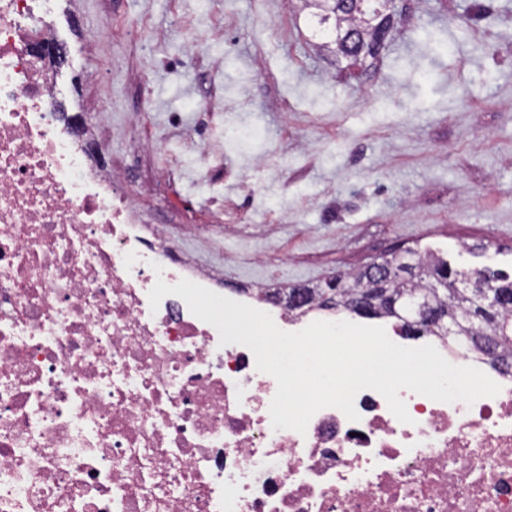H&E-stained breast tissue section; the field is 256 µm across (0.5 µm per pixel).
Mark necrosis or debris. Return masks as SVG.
<instances>
[{
	"mask_svg": "<svg viewBox=\"0 0 512 512\" xmlns=\"http://www.w3.org/2000/svg\"><path fill=\"white\" fill-rule=\"evenodd\" d=\"M61 0H0V512H512V373L427 337L500 385L473 404L400 390L410 423L359 391V421L314 414L273 429L275 379L157 280L213 282L140 228L121 171L73 138L50 67L33 52ZM230 299L282 330L296 318Z\"/></svg>",
	"mask_w": 512,
	"mask_h": 512,
	"instance_id": "obj_1",
	"label": "necrosis or debris"
}]
</instances>
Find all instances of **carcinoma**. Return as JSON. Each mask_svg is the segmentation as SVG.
<instances>
[{
  "instance_id": "1",
  "label": "carcinoma",
  "mask_w": 512,
  "mask_h": 512,
  "mask_svg": "<svg viewBox=\"0 0 512 512\" xmlns=\"http://www.w3.org/2000/svg\"><path fill=\"white\" fill-rule=\"evenodd\" d=\"M303 8L314 10L319 23L331 24L330 40L323 47L336 54L339 59L354 65L366 57H375L384 40L381 31L389 25V18L375 15L374 10L366 7L363 0H302ZM465 273L448 266V262L436 255L420 257L412 264H404L402 274L395 277L388 287L380 290L379 301L372 311L365 315L368 319L388 318L394 321L401 335L418 337L436 334L435 329L424 327L414 330L409 328L403 318L402 311L390 306L393 295L409 298L422 293L438 307L444 317L455 319L467 309L472 310V297L462 288H435L433 283L445 280L461 282ZM375 287L367 275L366 269L348 275H338L331 281L322 284L305 286L309 299L319 303V308H332L346 311L356 316L362 313L351 307L359 294ZM336 291L337 300L329 305L324 300L327 290ZM487 330L496 338L495 348L499 351V362L507 367L512 363V309L503 310L495 315L487 325Z\"/></svg>"
}]
</instances>
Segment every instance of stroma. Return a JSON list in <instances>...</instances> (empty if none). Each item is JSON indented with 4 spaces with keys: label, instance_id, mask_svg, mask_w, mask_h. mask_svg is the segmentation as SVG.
Returning <instances> with one entry per match:
<instances>
[{
    "label": "stroma",
    "instance_id": "stroma-1",
    "mask_svg": "<svg viewBox=\"0 0 512 512\" xmlns=\"http://www.w3.org/2000/svg\"><path fill=\"white\" fill-rule=\"evenodd\" d=\"M56 26L64 108L229 286L410 252L512 273V0H401L367 70L317 50L300 0H64Z\"/></svg>",
    "mask_w": 512,
    "mask_h": 512
}]
</instances>
